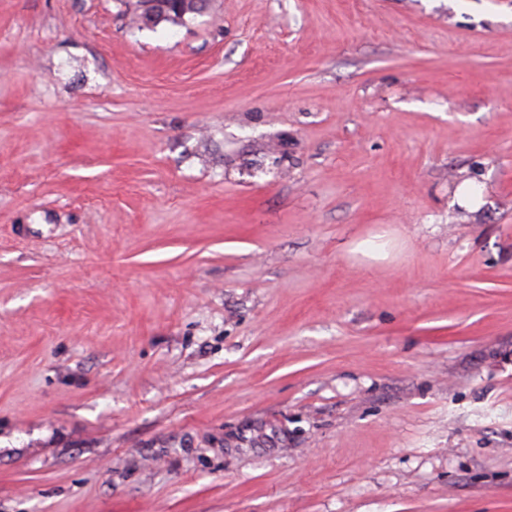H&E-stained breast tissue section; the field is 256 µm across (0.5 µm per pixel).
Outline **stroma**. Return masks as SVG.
I'll return each mask as SVG.
<instances>
[{
	"instance_id": "obj_1",
	"label": "stroma",
	"mask_w": 512,
	"mask_h": 512,
	"mask_svg": "<svg viewBox=\"0 0 512 512\" xmlns=\"http://www.w3.org/2000/svg\"><path fill=\"white\" fill-rule=\"evenodd\" d=\"M139 12L0 0V512H512V0Z\"/></svg>"
}]
</instances>
